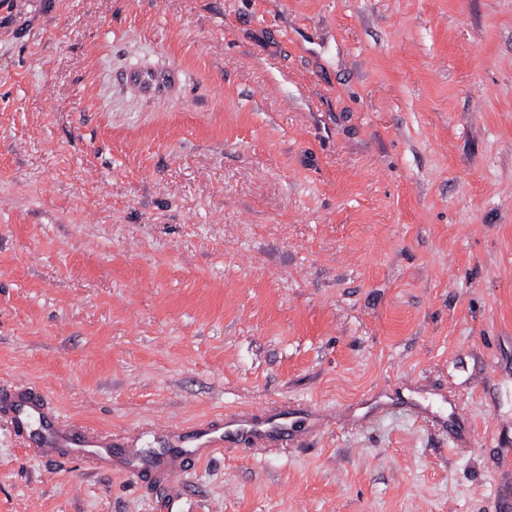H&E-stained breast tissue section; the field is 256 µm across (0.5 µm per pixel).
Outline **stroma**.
<instances>
[{
  "mask_svg": "<svg viewBox=\"0 0 512 512\" xmlns=\"http://www.w3.org/2000/svg\"><path fill=\"white\" fill-rule=\"evenodd\" d=\"M12 384L114 446L0 417V512H497L512 0H0ZM12 422L17 428L37 426L42 444L57 448H69L67 455L83 458L97 464L106 459L112 448V436H93L70 422L49 417L40 406L31 404L25 397L18 396L13 405ZM218 433L208 423H197L190 428L171 426L177 436L176 447L196 448L199 456L223 451L224 443L249 442L262 444L271 440H288V416L251 410L233 415L224 422Z\"/></svg>",
  "mask_w": 512,
  "mask_h": 512,
  "instance_id": "35a3bbf8",
  "label": "stroma"
}]
</instances>
